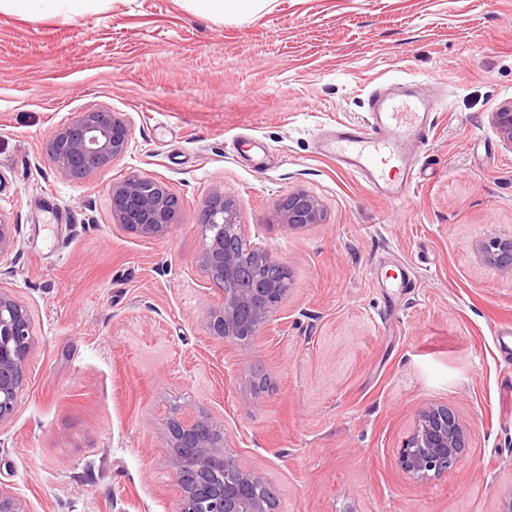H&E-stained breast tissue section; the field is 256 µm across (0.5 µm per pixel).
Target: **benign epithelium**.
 Listing matches in <instances>:
<instances>
[{"instance_id":"obj_1","label":"benign epithelium","mask_w":512,"mask_h":512,"mask_svg":"<svg viewBox=\"0 0 512 512\" xmlns=\"http://www.w3.org/2000/svg\"><path fill=\"white\" fill-rule=\"evenodd\" d=\"M490 122L503 145L512 150V99L491 113ZM132 125L129 118L109 108L78 112L55 133L48 150L55 166L73 180L90 173L85 162L101 158L111 162L122 155L129 144ZM112 221L129 234L142 238L162 236L174 223L177 209L174 195L166 185L149 174H132L110 186ZM294 204L279 210L282 223L291 227L321 223L324 211L320 200L306 191L290 194ZM202 214L205 230L211 233L201 255L204 267L224 270L227 288L220 303L205 314L207 329L213 336L230 342H249L278 313L286 297L280 289L261 278L246 283L237 276V260L224 252V235L244 234L239 224V205L235 199L215 194L206 202ZM17 225L0 215V259L12 252ZM477 252L488 265L512 270V238L490 236L482 240ZM248 304L254 319L242 322L238 308ZM33 322L28 309L10 294L0 290V424L12 419L17 411L21 389L15 376L26 369L34 346ZM173 452L174 479L181 492L178 512H267L266 478L246 470L223 450L224 427L208 417H172L168 422ZM198 440L197 484L190 485L182 476L180 451L185 443ZM464 428L444 406H431L418 416L410 435L397 449L402 471L421 480L429 473H439L441 460L446 470L456 467L460 456L455 448L463 442ZM255 488L250 497L240 495V485ZM0 512H26L19 498L0 486Z\"/></svg>"}]
</instances>
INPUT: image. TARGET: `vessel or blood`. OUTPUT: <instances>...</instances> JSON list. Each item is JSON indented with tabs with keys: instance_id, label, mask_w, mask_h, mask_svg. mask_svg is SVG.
Listing matches in <instances>:
<instances>
[{
	"instance_id": "b4317fda",
	"label": "vessel or blood",
	"mask_w": 512,
	"mask_h": 512,
	"mask_svg": "<svg viewBox=\"0 0 512 512\" xmlns=\"http://www.w3.org/2000/svg\"><path fill=\"white\" fill-rule=\"evenodd\" d=\"M432 111L428 98L400 86L377 97L366 125L325 130L318 149L396 198L413 178L417 159L409 148L422 144Z\"/></svg>"
}]
</instances>
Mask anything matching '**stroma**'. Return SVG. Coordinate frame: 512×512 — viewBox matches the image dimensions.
<instances>
[{"label":"stroma","mask_w":512,"mask_h":512,"mask_svg":"<svg viewBox=\"0 0 512 512\" xmlns=\"http://www.w3.org/2000/svg\"><path fill=\"white\" fill-rule=\"evenodd\" d=\"M438 94L409 194L391 201L315 149L367 120L373 90ZM512 99V0H91L0 9V214L17 226L0 289L30 312L0 484L27 512H177L167 419L206 415L263 473L277 512H504L512 501V271L476 252L512 237V151L489 116ZM125 113L124 155L75 181L48 153L78 112ZM163 181L168 232L113 224L110 183ZM306 190L321 223L282 224ZM234 197L250 242L292 273L249 343L210 335L221 296L200 213ZM466 427L452 472L416 481L397 450L420 411ZM91 0H1V5L7 2L8 6L20 14H67L78 10L83 6L81 2ZM201 12L208 15H223L226 7H232L242 14H249L259 0H195Z\"/></svg>","instance_id":"1"}]
</instances>
